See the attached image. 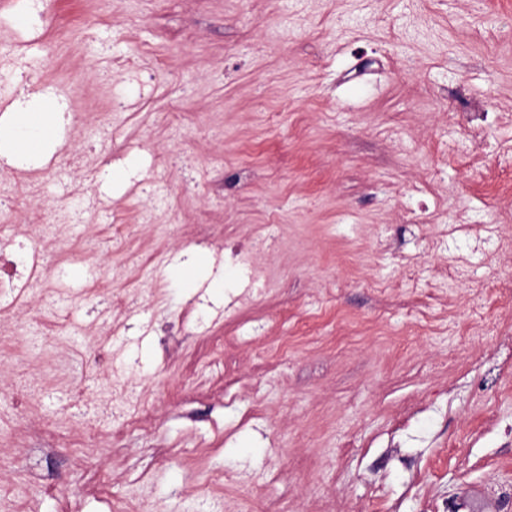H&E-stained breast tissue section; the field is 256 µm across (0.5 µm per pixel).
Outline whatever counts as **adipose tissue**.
I'll return each instance as SVG.
<instances>
[{
    "instance_id": "obj_1",
    "label": "adipose tissue",
    "mask_w": 512,
    "mask_h": 512,
    "mask_svg": "<svg viewBox=\"0 0 512 512\" xmlns=\"http://www.w3.org/2000/svg\"><path fill=\"white\" fill-rule=\"evenodd\" d=\"M60 119V113L43 111L32 103L18 105L12 121L0 125V151L13 158L47 154Z\"/></svg>"
}]
</instances>
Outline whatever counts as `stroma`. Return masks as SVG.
Returning <instances> with one entry per match:
<instances>
[{"instance_id":"35a3bbf8","label":"stroma","mask_w":512,"mask_h":512,"mask_svg":"<svg viewBox=\"0 0 512 512\" xmlns=\"http://www.w3.org/2000/svg\"><path fill=\"white\" fill-rule=\"evenodd\" d=\"M24 92L72 117L34 174L0 167V235L26 240L34 211L80 219L74 252L44 246L49 293L0 325L20 347L0 428L80 430L101 415L66 386L113 381L155 424L84 464L0 435V512H367L377 493L386 512H512V335H474L469 288L439 290L451 253H481L441 245L456 210L512 235V122L479 148L461 118L512 115V0H8L0 107ZM261 234L253 265L232 257Z\"/></svg>"}]
</instances>
